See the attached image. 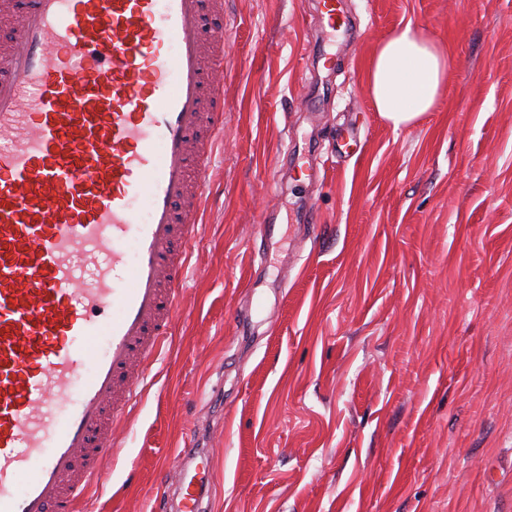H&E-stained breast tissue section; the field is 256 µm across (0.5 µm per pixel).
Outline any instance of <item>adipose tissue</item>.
I'll return each instance as SVG.
<instances>
[{
    "mask_svg": "<svg viewBox=\"0 0 512 512\" xmlns=\"http://www.w3.org/2000/svg\"><path fill=\"white\" fill-rule=\"evenodd\" d=\"M446 59L413 24L378 42L367 66V88L379 116L393 128L412 125L431 111L445 82Z\"/></svg>",
    "mask_w": 512,
    "mask_h": 512,
    "instance_id": "1",
    "label": "adipose tissue"
}]
</instances>
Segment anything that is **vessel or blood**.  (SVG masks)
I'll list each match as a JSON object with an SVG mask.
<instances>
[{
  "label": "vessel or blood",
  "instance_id": "vessel-or-blood-1",
  "mask_svg": "<svg viewBox=\"0 0 512 512\" xmlns=\"http://www.w3.org/2000/svg\"><path fill=\"white\" fill-rule=\"evenodd\" d=\"M208 11L32 0L0 56V512H79L173 323L224 134Z\"/></svg>",
  "mask_w": 512,
  "mask_h": 512
}]
</instances>
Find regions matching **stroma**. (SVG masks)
Returning <instances> with one entry per match:
<instances>
[{
	"label": "stroma",
	"instance_id": "35a3bbf8",
	"mask_svg": "<svg viewBox=\"0 0 512 512\" xmlns=\"http://www.w3.org/2000/svg\"><path fill=\"white\" fill-rule=\"evenodd\" d=\"M344 7L224 0L181 308L83 512H166L185 448L204 512H512V0ZM409 22L448 76L396 130L366 70Z\"/></svg>",
	"mask_w": 512,
	"mask_h": 512
}]
</instances>
